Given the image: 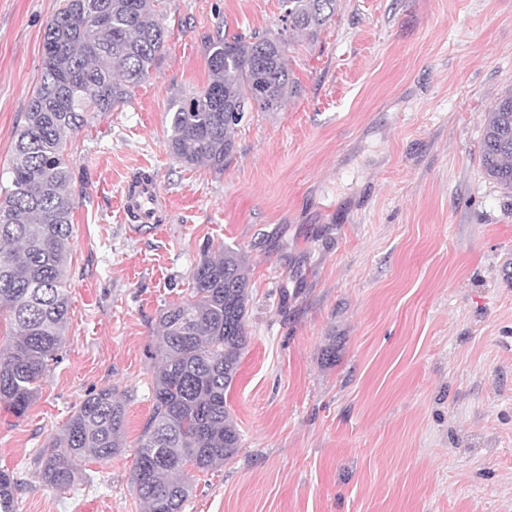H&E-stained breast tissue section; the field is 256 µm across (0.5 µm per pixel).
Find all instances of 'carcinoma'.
<instances>
[{
    "label": "carcinoma",
    "mask_w": 512,
    "mask_h": 512,
    "mask_svg": "<svg viewBox=\"0 0 512 512\" xmlns=\"http://www.w3.org/2000/svg\"><path fill=\"white\" fill-rule=\"evenodd\" d=\"M159 0H63L48 21L42 72L17 129L11 185L0 197V311L13 333L0 345V403L17 416L30 407L57 361L68 322L67 261L72 247L73 172L68 140L90 112L128 102L166 50ZM276 32H216L204 90L173 101L170 153L186 166L221 172L246 113L275 112L293 89L287 53L295 36L314 40L336 14L337 0H281ZM479 162L512 191V91L485 119ZM191 299L159 317L153 410L134 451L131 484L144 512H183L192 491L187 466L204 472L231 459L241 437L227 391L247 347L249 267L243 252L221 244L204 251ZM126 406L109 386L85 398L67 425L39 450L42 481L81 484L80 464L126 448ZM18 483L0 469V512H16Z\"/></svg>",
    "instance_id": "carcinoma-1"
}]
</instances>
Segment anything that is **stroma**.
<instances>
[{
    "instance_id": "stroma-1",
    "label": "stroma",
    "mask_w": 512,
    "mask_h": 512,
    "mask_svg": "<svg viewBox=\"0 0 512 512\" xmlns=\"http://www.w3.org/2000/svg\"><path fill=\"white\" fill-rule=\"evenodd\" d=\"M62 0H0V187ZM165 53L130 102L68 142L70 319L23 416L0 405L17 512H143L129 481L152 412L158 317L204 247L250 267L248 346L227 395L241 446L194 475L184 512H512V193L480 170L512 90V0H338L295 39L297 86L254 111L217 172L169 152V109L209 82L207 46L276 30L280 0H160ZM167 220L132 232L126 184ZM126 401L125 449L85 484L41 482L39 448L91 392ZM122 216L129 218L137 231L165 223L166 210L157 178H141L127 185L122 197Z\"/></svg>"
}]
</instances>
